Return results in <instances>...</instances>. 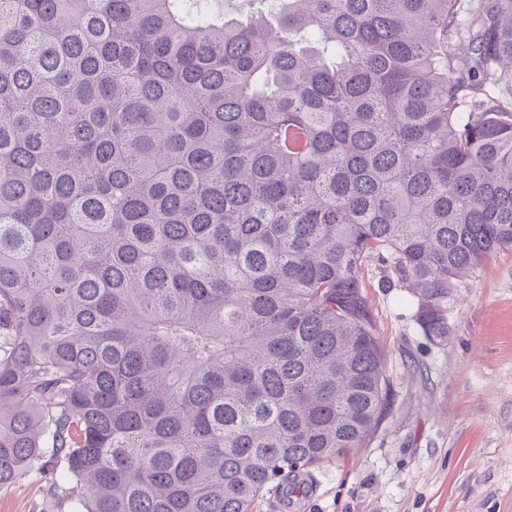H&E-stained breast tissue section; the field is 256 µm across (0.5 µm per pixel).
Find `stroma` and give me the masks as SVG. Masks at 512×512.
Segmentation results:
<instances>
[{
	"label": "stroma",
	"instance_id": "1",
	"mask_svg": "<svg viewBox=\"0 0 512 512\" xmlns=\"http://www.w3.org/2000/svg\"><path fill=\"white\" fill-rule=\"evenodd\" d=\"M360 279L391 410L366 447L314 469L303 512H512V252L452 288L445 341L424 335L388 259ZM0 512H54L48 480L1 486Z\"/></svg>",
	"mask_w": 512,
	"mask_h": 512
}]
</instances>
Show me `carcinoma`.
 I'll list each match as a JSON object with an SVG mask.
<instances>
[{"label":"carcinoma","instance_id":"cac0c4a2","mask_svg":"<svg viewBox=\"0 0 512 512\" xmlns=\"http://www.w3.org/2000/svg\"><path fill=\"white\" fill-rule=\"evenodd\" d=\"M272 2L0 0V486L250 512L386 417L367 258L445 341L512 252V0Z\"/></svg>","mask_w":512,"mask_h":512}]
</instances>
